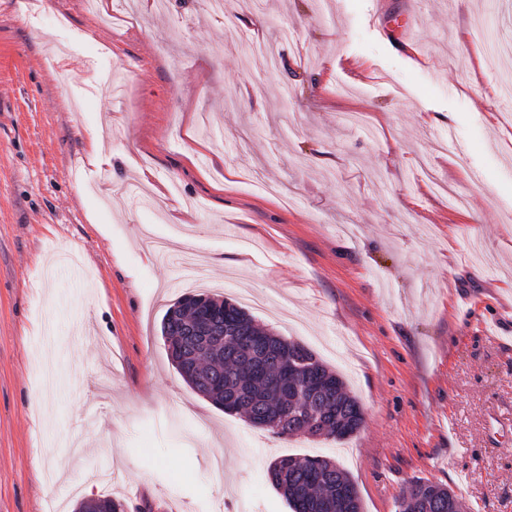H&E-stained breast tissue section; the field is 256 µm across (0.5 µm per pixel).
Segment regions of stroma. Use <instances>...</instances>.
Instances as JSON below:
<instances>
[{"label": "stroma", "mask_w": 512, "mask_h": 512, "mask_svg": "<svg viewBox=\"0 0 512 512\" xmlns=\"http://www.w3.org/2000/svg\"><path fill=\"white\" fill-rule=\"evenodd\" d=\"M510 42L512 0H0V512H290L284 455L362 512L419 478L512 512ZM187 240L207 294L267 296L343 374L358 432L278 438L187 385ZM268 473L292 512H361L356 485L335 460L288 455L276 458Z\"/></svg>", "instance_id": "stroma-1"}]
</instances>
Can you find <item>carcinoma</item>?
<instances>
[{"mask_svg": "<svg viewBox=\"0 0 512 512\" xmlns=\"http://www.w3.org/2000/svg\"><path fill=\"white\" fill-rule=\"evenodd\" d=\"M179 299L166 312L162 335L186 383L198 394L226 401L272 434L344 439L364 422L363 409L343 378L300 342L256 324L236 304L212 297L193 309ZM291 512H361L355 483L326 457L284 456L268 468ZM453 490L417 479L397 501L398 512H451Z\"/></svg>", "mask_w": 512, "mask_h": 512, "instance_id": "obj_1", "label": "carcinoma"}]
</instances>
